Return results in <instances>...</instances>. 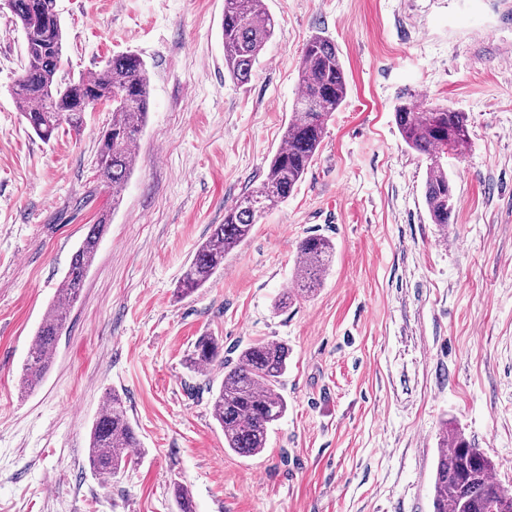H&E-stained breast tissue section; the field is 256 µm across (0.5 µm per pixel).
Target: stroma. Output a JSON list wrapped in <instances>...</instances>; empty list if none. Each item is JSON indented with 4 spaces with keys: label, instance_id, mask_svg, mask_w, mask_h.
I'll return each instance as SVG.
<instances>
[{
    "label": "stroma",
    "instance_id": "1",
    "mask_svg": "<svg viewBox=\"0 0 512 512\" xmlns=\"http://www.w3.org/2000/svg\"><path fill=\"white\" fill-rule=\"evenodd\" d=\"M275 30L250 81L224 69V0H57L68 77L113 55L146 63L137 164L113 206L95 172L108 106L43 142L11 86L25 37L0 10V512H433L442 424L461 428L512 490V0H264ZM332 40L348 94L288 199L205 288L177 283L224 209L259 187L298 92L301 50ZM469 116L448 161V228L424 201L427 156L404 142L402 100ZM113 215L53 366L19 374L34 331L99 212ZM336 246L322 287L274 302L298 241ZM224 356L264 338L290 349L285 416L266 450L224 446L196 339ZM140 446L112 479L86 462L108 392Z\"/></svg>",
    "mask_w": 512,
    "mask_h": 512
}]
</instances>
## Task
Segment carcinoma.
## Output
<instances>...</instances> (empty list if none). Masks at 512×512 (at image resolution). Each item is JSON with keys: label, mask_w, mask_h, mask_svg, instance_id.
Listing matches in <instances>:
<instances>
[{"label": "carcinoma", "mask_w": 512, "mask_h": 512, "mask_svg": "<svg viewBox=\"0 0 512 512\" xmlns=\"http://www.w3.org/2000/svg\"><path fill=\"white\" fill-rule=\"evenodd\" d=\"M10 12L25 36V63L12 86L18 109L44 141L67 126L79 130L84 114L103 104L112 117L98 138L96 172L112 195V205L136 166L133 146L146 122L149 105L146 64L138 55L123 53L91 75L78 79L60 75L66 49L63 23L54 0H10ZM274 19L264 0H224L222 38L224 68L240 82L250 80L261 53L272 37ZM347 96V80L336 45L316 35L301 52L298 93L282 138L260 186L224 211V223L210 226L180 278L188 295L224 270V258L250 238L255 224L285 201L301 181L318 151L328 122ZM395 121L406 144L430 160L424 199L431 223L448 227L456 199L442 155L461 154L469 144V117L450 106L403 102L394 108ZM102 212L73 253L54 302L34 333L19 385H39L52 366L65 329L67 314L84 288L89 269L109 224ZM298 270L278 305L308 296L319 288L335 255V245L321 235H308L297 245ZM288 344L258 340L242 347L236 360L224 359V341L199 337L188 359L198 374L218 366L221 383L211 390V413L224 432V447L246 457L261 454L268 433L288 410L281 381L288 371ZM140 446L121 395L107 396L93 421L87 450L91 470L107 479L133 463L130 449ZM495 465L483 449L455 427L443 429L433 476V512H512V493L494 478ZM178 512H195L187 487L176 484Z\"/></svg>", "instance_id": "carcinoma-1"}]
</instances>
